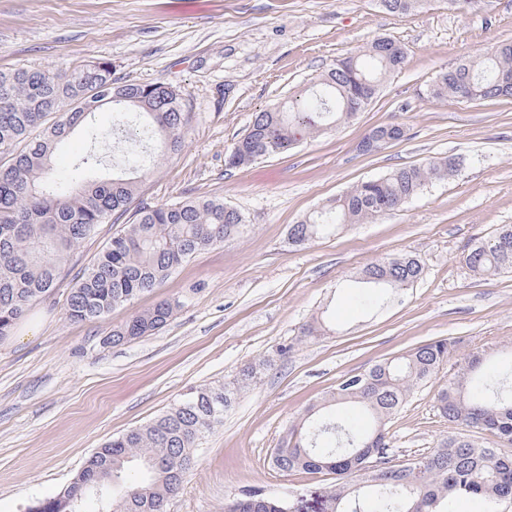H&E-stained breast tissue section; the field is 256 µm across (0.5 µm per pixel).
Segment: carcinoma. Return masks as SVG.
<instances>
[{"instance_id": "1", "label": "carcinoma", "mask_w": 512, "mask_h": 512, "mask_svg": "<svg viewBox=\"0 0 512 512\" xmlns=\"http://www.w3.org/2000/svg\"><path fill=\"white\" fill-rule=\"evenodd\" d=\"M387 11L407 14L424 0H380ZM378 37L338 62L283 103L255 116L225 164L238 167L285 151L303 129L321 133L364 111L387 74L405 62ZM105 87L95 110L106 105L121 114L136 137L150 132L162 154L180 150L189 123L181 95L161 84L119 83L112 64L93 61L56 70L0 72V339L30 308L49 298L71 272L74 251L116 213H124L138 192V180L124 173L97 179L99 156L90 152L76 163L67 183L57 181L51 156L58 144L92 113L86 100ZM437 99L487 100L512 97V44L475 61L448 68L429 88ZM59 100L67 112L47 117ZM157 155L143 152L132 170L144 177ZM461 161L435 160L397 168L363 181L320 211L289 229L304 245L339 224H363L399 209L430 183L456 172ZM245 217L224 201L185 198L141 205L132 223L112 235L93 263L78 271L65 303L67 317L94 322L116 306L149 293L196 253L243 233ZM473 273L495 277L512 273V224L492 239L474 244L464 259ZM423 267L409 254L383 257L363 270L356 304L376 310L420 279ZM180 308L161 300L112 328L106 342H130L161 331ZM456 353L449 339L432 340L363 373L342 379L318 404L308 407L285 431L271 462L282 473L330 472L332 512H365L369 497L376 512H448L454 499L479 498L495 504L512 497V456L480 446L465 434L439 440L403 472L384 461L390 448L387 425L415 390L439 375ZM255 365L242 369L233 386L196 389L153 421L132 428L97 449L74 482L56 496L36 500L26 512H82L88 497L99 512H165L194 464L200 440L224 418L232 395L257 379ZM441 418L451 425L494 434L512 443V351L505 361L473 354L439 385L434 397ZM345 405L369 421L362 428L336 417ZM224 512H288L285 495L248 492L224 505Z\"/></svg>"}]
</instances>
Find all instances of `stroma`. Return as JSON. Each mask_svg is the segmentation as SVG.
Listing matches in <instances>:
<instances>
[{
	"label": "stroma",
	"mask_w": 512,
	"mask_h": 512,
	"mask_svg": "<svg viewBox=\"0 0 512 512\" xmlns=\"http://www.w3.org/2000/svg\"><path fill=\"white\" fill-rule=\"evenodd\" d=\"M380 36L399 42L406 60L364 112L288 152L226 166L256 113ZM503 43H512V0H478L465 13L426 0L408 14L379 0H0V71L106 60L117 81L183 94L184 145L142 179L136 203L219 198L246 220L238 238L94 323L67 318L64 279L0 341V512L56 495L113 436L196 388L232 382L250 363L262 366L256 383L206 433L168 512H224L246 490L287 494L292 512H331V476L271 465L299 414L344 376L433 339L454 341L460 358L512 345V274L482 277L463 263L476 241L512 224V98L427 95L440 71ZM391 123L403 127L401 140L359 151L370 128ZM142 147L107 106L91 130L58 145L52 165L68 178L93 151L108 174ZM448 156L466 163L400 209L302 247L289 241L290 225L356 184ZM401 253L417 256L421 279L383 308L360 310L349 283ZM162 299L181 303L163 331L106 343L113 326ZM317 318L327 332L302 336ZM437 389L434 380L417 389L392 419L389 461L451 434L434 408Z\"/></svg>",
	"instance_id": "1"
}]
</instances>
